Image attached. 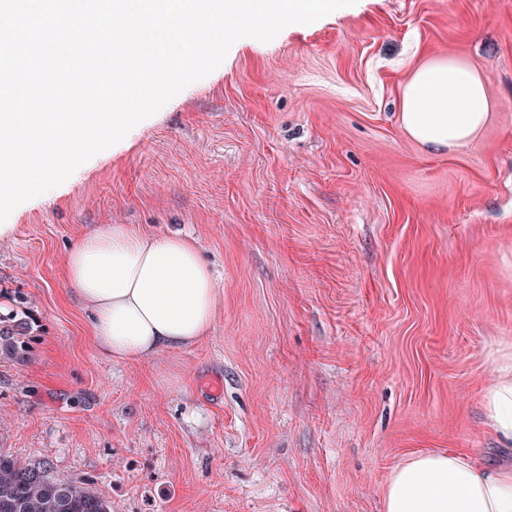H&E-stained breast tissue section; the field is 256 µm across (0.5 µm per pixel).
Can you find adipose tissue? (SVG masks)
<instances>
[{"label": "adipose tissue", "instance_id": "1", "mask_svg": "<svg viewBox=\"0 0 512 512\" xmlns=\"http://www.w3.org/2000/svg\"><path fill=\"white\" fill-rule=\"evenodd\" d=\"M490 111L482 75L461 57L436 55L404 85L400 125L421 146L443 151L475 141ZM63 283L90 311L97 349L118 360L197 344L214 322L216 281L188 237L105 225L75 244ZM484 410L494 434L512 440V367L487 389ZM383 501L384 512H512V464L492 467L452 449L417 452L393 468Z\"/></svg>", "mask_w": 512, "mask_h": 512}]
</instances>
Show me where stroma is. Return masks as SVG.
I'll return each mask as SVG.
<instances>
[{
    "mask_svg": "<svg viewBox=\"0 0 512 512\" xmlns=\"http://www.w3.org/2000/svg\"><path fill=\"white\" fill-rule=\"evenodd\" d=\"M433 53L484 76L490 120L428 151L401 91ZM0 314V450L82 479L112 512H383L392 469L455 448L512 461L484 390L512 354V0H358L224 62L16 207ZM105 224L195 239L207 340L100 354L62 281ZM31 332V324L26 316L18 314L4 320L0 315V360L24 364L30 361L31 351L27 336Z\"/></svg>",
    "mask_w": 512,
    "mask_h": 512,
    "instance_id": "1",
    "label": "stroma"
}]
</instances>
